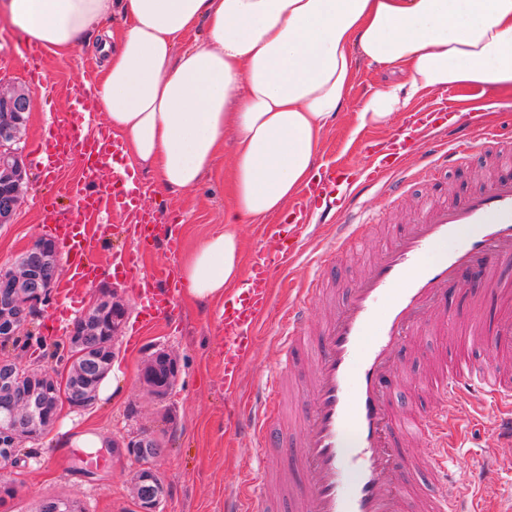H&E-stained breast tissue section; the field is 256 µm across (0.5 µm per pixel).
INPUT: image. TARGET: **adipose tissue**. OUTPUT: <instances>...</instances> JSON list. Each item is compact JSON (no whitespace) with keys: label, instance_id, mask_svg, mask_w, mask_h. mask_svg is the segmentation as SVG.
I'll return each mask as SVG.
<instances>
[{"label":"adipose tissue","instance_id":"1","mask_svg":"<svg viewBox=\"0 0 512 512\" xmlns=\"http://www.w3.org/2000/svg\"><path fill=\"white\" fill-rule=\"evenodd\" d=\"M120 14L103 41L97 108L134 166L172 192L195 188L233 134L226 231L202 239L179 275L187 295L224 297L245 275L240 225L283 212L312 180L355 55L407 76L377 91L358 127L385 126L417 93L512 87V0H0L26 39L69 51ZM205 34L192 46L186 37Z\"/></svg>","mask_w":512,"mask_h":512}]
</instances>
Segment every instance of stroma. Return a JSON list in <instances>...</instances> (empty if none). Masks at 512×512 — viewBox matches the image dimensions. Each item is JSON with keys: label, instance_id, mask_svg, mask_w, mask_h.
I'll return each instance as SVG.
<instances>
[{"label": "stroma", "instance_id": "stroma-1", "mask_svg": "<svg viewBox=\"0 0 512 512\" xmlns=\"http://www.w3.org/2000/svg\"><path fill=\"white\" fill-rule=\"evenodd\" d=\"M97 42V37L92 36L69 52L46 51L48 77L36 86L28 79L29 65L18 50L21 38L14 30H7L0 41V86L22 87L32 100L23 148H30L46 122L64 117L67 100L79 84L95 79L101 65L95 49ZM403 79V74L392 66L356 57L352 86L342 108L327 126L316 158L317 166L339 162L362 165V147L368 137L390 135L406 122L407 113L399 112L386 127L360 130L355 127V116L367 99L377 90L399 84ZM475 98L489 102L490 108L485 113L488 124L502 134L512 135V89L458 85L424 93L414 98L413 104L428 106L444 99L454 106L458 101ZM227 160V154H220L199 185L177 193L161 189L151 171L137 169L146 203L160 211L165 223L180 225L182 230L178 251H169L160 243L149 251L145 259L148 274L158 276L169 270L178 271L186 253L201 237L223 231ZM25 165L24 200L12 222L0 224V268L14 267L23 251L46 234L38 217L41 178L33 159H26ZM499 165V159L476 157L467 166L420 183L412 193L400 198L388 199L378 188L369 189L361 201L375 213L376 226L361 246L338 264L337 280L350 281L360 275L385 247L392 226L409 223L420 208L450 200L452 190L476 185ZM105 230V245L93 257L100 269L97 281L81 289L71 306L64 303V291L54 288L42 318L30 327L37 337L36 343L12 350L11 356L26 368H59L55 351L64 346L65 340L52 330L59 307L67 306L68 315L73 318L103 292L118 289L128 305L126 319L117 334L116 357L112 363L113 370L122 374L119 393L112 398H97L91 407L80 412L61 407L56 431L32 443L31 457L9 467L8 475L17 493L6 508L8 512H37L42 498L62 496L84 512H138L132 497L138 463L128 454L125 443L137 436L154 434L166 448L165 455L156 463L165 484V495L157 512H224L225 493L236 489L242 474L257 465L250 440L225 435L224 414L235 408H248L265 374L280 360L277 338L282 317L299 289L309 282L316 260L331 247L335 230L330 225L314 223L311 239L300 256L275 274L274 306L258 330L253 358L245 370L241 391L234 397L224 394V339L218 332L223 300L193 301L182 295L176 303L174 321L160 322L150 329L142 327L140 296L125 279L112 273L114 252L135 250L136 242L118 224L107 223ZM457 307L461 335L451 340L441 334L437 329L441 316L435 313L430 317L432 329L428 336L418 340L417 349L444 355L453 341L459 348L476 350V330L498 315L499 307L479 288L458 302ZM159 351L169 353L180 366L175 387L165 399L156 397L140 377L145 364ZM310 403L311 393L305 390L303 381L283 387L273 419L278 432L291 431ZM496 414L494 406L478 399L468 400L465 408L448 411L449 439L460 438L466 442L455 460L456 469L467 472L479 469L489 457L497 462L488 483L477 486L467 496L476 512H512V446H495L490 424ZM64 427L78 437L100 438L107 465L89 466L77 448L61 445L57 431Z\"/></svg>", "mask_w": 512, "mask_h": 512}]
</instances>
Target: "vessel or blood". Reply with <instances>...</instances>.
<instances>
[{"label": "vessel or blood", "instance_id": "obj_1", "mask_svg": "<svg viewBox=\"0 0 512 512\" xmlns=\"http://www.w3.org/2000/svg\"><path fill=\"white\" fill-rule=\"evenodd\" d=\"M94 106L91 87L80 86L65 118L46 124L32 145L48 187L39 220L66 254L71 286L97 280L92 257L103 238L91 227L106 216L134 225L138 235L163 241L169 250L182 242L179 225L163 223L158 211L143 203L123 138L104 127L97 135L85 134L86 115ZM447 110L444 102L414 109L404 133L369 139L361 168H326L289 206L284 224L265 225L266 250L251 263L242 286L224 297L225 394H237L241 387L259 324L273 303V272L298 253L313 219L336 230L330 253L311 280L318 287L329 280L343 252L369 230L350 220L359 191L380 183L387 197L402 196L411 182L453 169L467 155L512 151L482 124L477 107L461 108L450 128L444 123ZM415 153L421 163L414 169L408 158ZM70 156L79 157L82 179L59 183L57 164ZM61 196L68 198L67 208L59 207ZM113 261L114 273L146 300V326L171 319L175 283L157 287L144 274L139 253L120 252ZM510 265L512 166L502 168L490 184L462 192L401 226L361 278L338 288L332 312L317 332L308 330L306 300L289 305L288 330L280 338L282 359L250 408L225 414L224 430L255 440L260 453L295 448L298 473L283 488L290 512H457L453 453L437 447L420 461L407 447L446 428L444 404L470 396L499 407L493 437L500 444L512 443V368L507 365L512 314L480 341L485 352L502 357V364L489 366L473 354L449 351L446 370L434 382L437 407L418 412L397 408L403 358L427 330L432 309L453 304L462 289L496 286L498 274ZM301 363L312 377L313 401L287 441L266 423L284 380ZM267 499L265 480L249 475L225 498L224 512H259Z\"/></svg>", "mask_w": 512, "mask_h": 512}]
</instances>
